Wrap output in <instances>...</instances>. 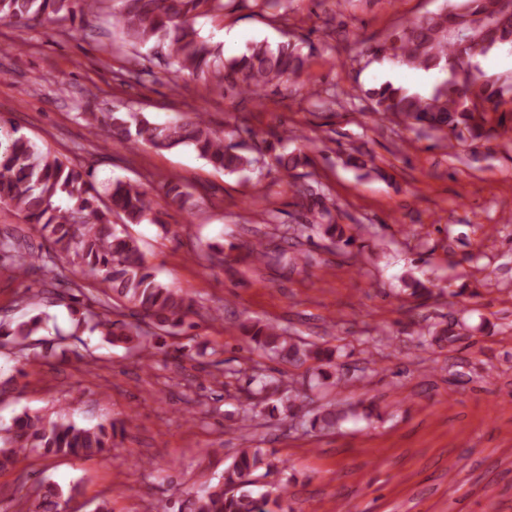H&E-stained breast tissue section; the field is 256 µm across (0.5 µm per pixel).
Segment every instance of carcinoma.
<instances>
[{"instance_id":"1","label":"carcinoma","mask_w":512,"mask_h":512,"mask_svg":"<svg viewBox=\"0 0 512 512\" xmlns=\"http://www.w3.org/2000/svg\"><path fill=\"white\" fill-rule=\"evenodd\" d=\"M101 0H0V23L27 26L33 21L63 23L75 13L76 5L94 13ZM112 12V27L121 35L123 46L137 50L147 45L167 47L179 70L205 75L215 68L213 90L228 88L241 94L277 87L298 79L306 60L289 42H254L240 56L221 59L194 26L195 19L224 10V0H118ZM459 30L448 28V8L407 21L400 30L375 43L370 54L375 60L419 69L447 78L428 96L385 82L364 91L372 111L380 118L403 124L413 131H433L451 148H474V143L500 135L505 115V86L512 87V76L487 78L477 67L464 61L485 55L492 49L512 46V8L501 0H456ZM498 118H493L494 114ZM78 116L92 130L132 149L149 145L166 150L190 146L216 169L230 173L253 168L258 159L241 153L237 144H227L199 114L192 119L155 122L141 112H80ZM271 165L287 174L296 169L299 154L276 151L265 146ZM192 210V193L170 179L163 194L137 181L110 180L99 191L93 169L77 166L49 149H42L16 127L0 125V204L10 207L23 222L43 238L44 249L34 252L25 237L0 233V260L9 262L20 277L35 275L50 288L40 293L25 289L20 301L34 309L42 303L69 300L70 311L79 329L90 325L112 343H123L150 361L166 350L167 336L183 328L195 313L193 304L178 290L159 280L147 263L141 247L127 232L130 224H157L160 204ZM336 202L312 196L307 203L311 215L299 228L281 231L283 240L303 237L315 228L333 241L349 247L355 236L334 220ZM254 262L277 261L296 266L308 259L305 252L281 249L271 251L258 241L249 250ZM93 276L98 292L87 288L82 279ZM40 312L12 324L0 321V336L20 351L30 347L29 339L45 328ZM241 330L270 358L284 362L319 363L318 375L328 380L336 373L334 351L296 342L286 330L266 323H243ZM247 407L240 426H251L257 410L269 417L301 420L312 430L333 428L345 418L344 410L330 405L307 418L296 400L282 389V383L269 378L260 368L253 369L247 381ZM116 425L78 426L61 419L49 425L37 414L24 411L12 419L0 435V471L14 468L32 452L45 455L91 458L112 447ZM278 470L273 454L262 448H242L224 473L213 483L185 493L176 502L161 501L159 512H281L287 488L278 487L258 495L251 487L260 476ZM80 495L79 484L64 488L44 481L35 492L28 512H62Z\"/></svg>"}]
</instances>
